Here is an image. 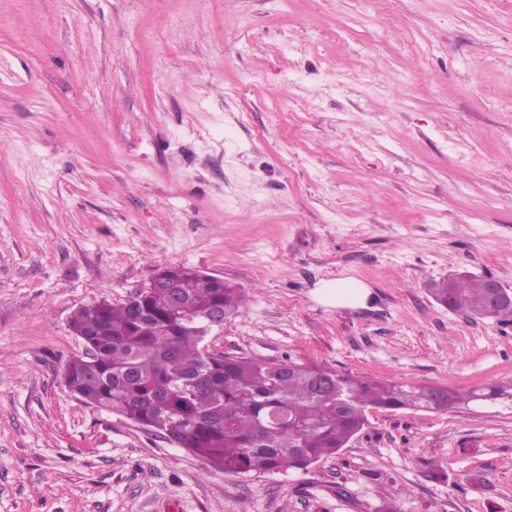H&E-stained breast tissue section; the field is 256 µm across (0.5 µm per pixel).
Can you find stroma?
Listing matches in <instances>:
<instances>
[{
  "label": "stroma",
  "mask_w": 512,
  "mask_h": 512,
  "mask_svg": "<svg viewBox=\"0 0 512 512\" xmlns=\"http://www.w3.org/2000/svg\"><path fill=\"white\" fill-rule=\"evenodd\" d=\"M174 265L243 288L224 354L512 383V322L429 293L512 290V0H0V512H512L510 402L234 477L78 401L72 314ZM491 281L490 278L470 275L449 276L435 282L430 292L440 305L446 303L449 311L471 318H488L490 289L501 288L497 282L489 286ZM317 290L325 303L336 307L364 306L370 295L364 284L347 278L325 281Z\"/></svg>",
  "instance_id": "stroma-1"
}]
</instances>
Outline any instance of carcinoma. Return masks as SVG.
Listing matches in <instances>:
<instances>
[{"instance_id": "cac0c4a2", "label": "carcinoma", "mask_w": 512, "mask_h": 512, "mask_svg": "<svg viewBox=\"0 0 512 512\" xmlns=\"http://www.w3.org/2000/svg\"><path fill=\"white\" fill-rule=\"evenodd\" d=\"M182 279L178 304L166 288H143L121 303L103 300L77 310L69 326L84 352L66 362L63 378L82 403L152 428L226 475L304 470L339 454L372 410L512 400V385L459 392L290 360L207 355L203 337L184 317L199 319L218 308L230 317L245 296L190 270ZM490 283L450 276L430 292L452 312L486 318Z\"/></svg>"}]
</instances>
